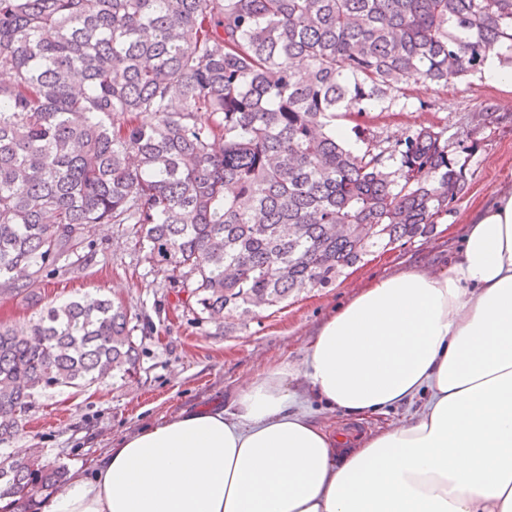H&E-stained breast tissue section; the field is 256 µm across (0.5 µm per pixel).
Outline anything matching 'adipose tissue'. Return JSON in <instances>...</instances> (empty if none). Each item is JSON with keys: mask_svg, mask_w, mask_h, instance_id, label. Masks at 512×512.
Instances as JSON below:
<instances>
[{"mask_svg": "<svg viewBox=\"0 0 512 512\" xmlns=\"http://www.w3.org/2000/svg\"><path fill=\"white\" fill-rule=\"evenodd\" d=\"M305 397L377 426L336 433ZM45 512H512V189L476 213L447 268L375 281L300 367L124 435Z\"/></svg>", "mask_w": 512, "mask_h": 512, "instance_id": "ef3b65f1", "label": "adipose tissue"}]
</instances>
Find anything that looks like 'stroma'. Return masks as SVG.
<instances>
[{
    "label": "stroma",
    "instance_id": "35a3bbf8",
    "mask_svg": "<svg viewBox=\"0 0 512 512\" xmlns=\"http://www.w3.org/2000/svg\"><path fill=\"white\" fill-rule=\"evenodd\" d=\"M359 122L383 137L411 126L445 130L450 150L465 163L467 189L433 236L375 252L332 285L219 326L198 319L195 302L146 259L127 226L98 225L91 258L44 277L41 293L49 302L98 294L122 303L139 345L137 371L82 389L44 392L10 448L37 449L74 472L144 423L229 402L244 380L282 363L299 364L320 324L373 281L408 265L445 268L476 208L495 189L512 188V85L476 76L444 88L413 84L406 107L374 109Z\"/></svg>",
    "mask_w": 512,
    "mask_h": 512
}]
</instances>
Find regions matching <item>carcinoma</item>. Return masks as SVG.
<instances>
[{
    "mask_svg": "<svg viewBox=\"0 0 512 512\" xmlns=\"http://www.w3.org/2000/svg\"><path fill=\"white\" fill-rule=\"evenodd\" d=\"M512 67V0H0V445L55 388L136 370L128 310L41 304L44 272L128 224L203 322L333 283L436 229L466 189L445 132L336 119ZM0 451V512H41L63 464ZM31 313L32 310L21 298L0 297V322L7 325L23 324L28 322Z\"/></svg>",
    "mask_w": 512,
    "mask_h": 512,
    "instance_id": "cac0c4a2",
    "label": "carcinoma"
}]
</instances>
